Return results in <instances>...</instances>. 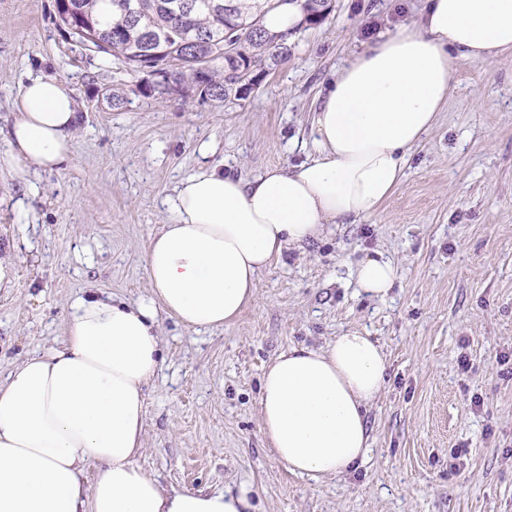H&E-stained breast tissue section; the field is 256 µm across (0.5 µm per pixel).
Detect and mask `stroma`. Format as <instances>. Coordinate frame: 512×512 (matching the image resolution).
<instances>
[{"mask_svg":"<svg viewBox=\"0 0 512 512\" xmlns=\"http://www.w3.org/2000/svg\"><path fill=\"white\" fill-rule=\"evenodd\" d=\"M422 6L331 0L323 24L290 37L287 61L225 104L192 84L143 95L141 73L57 27L56 0H0V150L27 76L67 83L81 112L62 170L25 185L0 162V254L15 259L0 288V380L63 344L81 291L148 296L143 255L183 178L208 165L249 179L311 158L334 71ZM378 254L398 268L382 302L355 278ZM159 324L164 361L147 390L139 464L163 483L245 485L258 512H512V361L497 360L512 353V58L461 65L390 197L273 261L233 323ZM351 329L388 358L387 385L367 411L368 456L332 478L292 474L260 431L263 368Z\"/></svg>","mask_w":512,"mask_h":512,"instance_id":"stroma-1","label":"stroma"}]
</instances>
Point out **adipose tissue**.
<instances>
[{
    "mask_svg": "<svg viewBox=\"0 0 512 512\" xmlns=\"http://www.w3.org/2000/svg\"><path fill=\"white\" fill-rule=\"evenodd\" d=\"M507 56L512 0H425L415 21L379 35L331 78L315 112L314 158L249 180L209 168L183 179L143 257L148 299L76 296L62 347L0 382V512H253L250 489L176 490L137 463L147 387L163 361L159 315L188 329L231 323L274 259L391 195L460 65ZM79 120L64 82L29 80L0 159L21 180L59 171ZM356 277L363 294L382 299L396 267L369 257ZM386 369L382 347L358 330L275 356L261 379L259 424L276 458L316 479L361 462L366 411ZM92 461L100 473L89 483Z\"/></svg>",
    "mask_w": 512,
    "mask_h": 512,
    "instance_id": "adipose-tissue-1",
    "label": "adipose tissue"
}]
</instances>
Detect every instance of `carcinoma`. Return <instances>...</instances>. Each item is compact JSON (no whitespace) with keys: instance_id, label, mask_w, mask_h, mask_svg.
Masks as SVG:
<instances>
[{"instance_id":"carcinoma-1","label":"carcinoma","mask_w":512,"mask_h":512,"mask_svg":"<svg viewBox=\"0 0 512 512\" xmlns=\"http://www.w3.org/2000/svg\"><path fill=\"white\" fill-rule=\"evenodd\" d=\"M276 0H57L58 27L82 49L136 72L142 66L144 32L166 49L167 77L175 87L194 81L193 64L206 59L204 95L233 103L246 99L237 73L251 69L267 75L288 60V34L262 25ZM308 22L323 23L328 0H305Z\"/></svg>"}]
</instances>
